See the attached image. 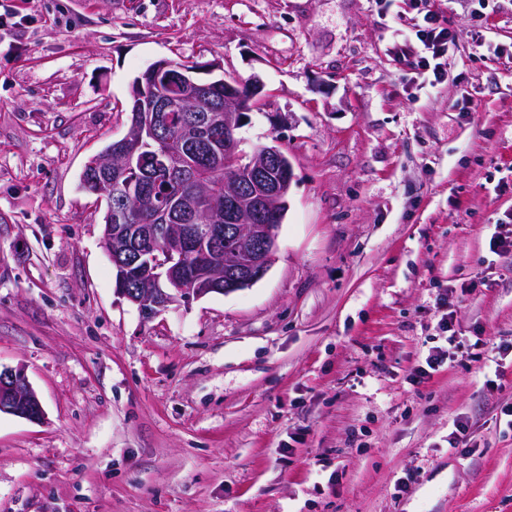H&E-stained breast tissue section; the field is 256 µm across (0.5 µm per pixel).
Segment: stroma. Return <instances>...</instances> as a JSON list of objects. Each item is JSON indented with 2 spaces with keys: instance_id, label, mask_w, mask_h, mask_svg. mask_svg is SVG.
<instances>
[{
  "instance_id": "stroma-1",
  "label": "stroma",
  "mask_w": 512,
  "mask_h": 512,
  "mask_svg": "<svg viewBox=\"0 0 512 512\" xmlns=\"http://www.w3.org/2000/svg\"><path fill=\"white\" fill-rule=\"evenodd\" d=\"M429 2L436 87L413 0H0V512H512V0ZM159 60L260 77L294 181L262 279L147 319L80 177ZM414 3L417 16L411 18L410 25L421 43L418 66L431 71V84L439 85L448 76V50L454 42L453 35L448 27L442 25L439 14L427 8L428 1L416 0ZM10 414L31 422L43 418V408L24 368H0V414Z\"/></svg>"
}]
</instances>
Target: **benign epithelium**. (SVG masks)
<instances>
[{
	"mask_svg": "<svg viewBox=\"0 0 512 512\" xmlns=\"http://www.w3.org/2000/svg\"><path fill=\"white\" fill-rule=\"evenodd\" d=\"M169 62L151 64L138 78L140 87L156 83L168 69ZM215 71L198 63L183 70L182 83L196 89L193 98L179 94L155 93L136 104L140 121L127 133L125 141L140 146L143 134L154 140L161 138L157 123L159 112H189L184 124L188 149L163 154L162 166L175 173L189 163L201 133L212 127L224 128V154L238 151L236 130L243 123L246 104L235 92L224 96V107L214 106L208 96V84L200 74ZM136 150L117 160L112 152L93 156L87 167L95 170L99 188L106 194V220L103 244L112 260L124 271L125 286L118 294L137 306L146 317H152L173 304L188 303L208 294H228L247 288L269 270L277 247L279 225L271 218L288 193L293 169L283 166L280 149L267 146L251 163L252 180L238 184L226 181L230 202L219 208L201 191L197 202L184 208L202 218L203 223L178 224L176 212L159 209L150 223L127 224L132 200V179ZM279 168L276 179H270L271 167ZM199 240L195 246L196 270L189 271L179 242L186 236ZM10 414L31 422L43 418V408L32 389L24 368H0V414Z\"/></svg>",
	"mask_w": 512,
	"mask_h": 512,
	"instance_id": "obj_1",
	"label": "benign epithelium"
}]
</instances>
